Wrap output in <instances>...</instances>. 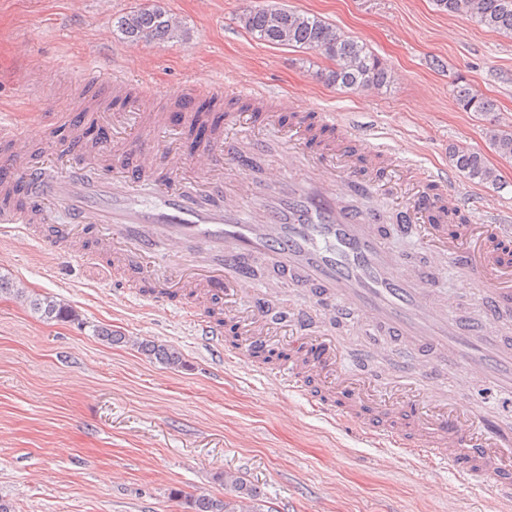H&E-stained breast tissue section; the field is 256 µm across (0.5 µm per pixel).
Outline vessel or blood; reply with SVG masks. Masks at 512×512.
<instances>
[{
    "mask_svg": "<svg viewBox=\"0 0 512 512\" xmlns=\"http://www.w3.org/2000/svg\"><path fill=\"white\" fill-rule=\"evenodd\" d=\"M82 83L118 91L126 77L92 64L83 68ZM239 95L255 101L263 125L280 131L287 153L311 177L295 180L274 167L250 177L260 142L250 124L237 120L201 140L191 156L175 151L166 168L157 167L154 138L171 130V111H180L186 125L200 124L196 103L222 101L220 80L192 85L147 116L98 113L111 137L89 155L31 154L28 143L40 125L21 130L5 112L0 235L60 259L81 256L95 235L98 251L131 283L153 287L159 306L177 294L223 303L220 319L188 314L194 335L217 355L228 352V321L250 352L286 341L288 359L271 377L312 413L425 458L464 486H491L512 500V431L493 412L449 400L441 377L456 365L468 385L512 396V264L503 253L512 225L498 208L485 223H457L466 187L339 128L335 113H321L297 133L270 111L264 89L245 87ZM113 142L126 155L111 166ZM386 161L406 172L413 200L390 224L345 202L379 186ZM58 213L65 223H53ZM392 236L421 240L426 260L400 261L386 245ZM442 268L470 291L476 319L450 314L435 296L432 280ZM347 320L356 334L390 336L425 356V370L397 362L388 388H372L333 330Z\"/></svg>",
    "mask_w": 512,
    "mask_h": 512,
    "instance_id": "obj_1",
    "label": "vessel or blood"
}]
</instances>
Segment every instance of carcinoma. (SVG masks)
<instances>
[{"label":"carcinoma","mask_w":512,"mask_h":512,"mask_svg":"<svg viewBox=\"0 0 512 512\" xmlns=\"http://www.w3.org/2000/svg\"><path fill=\"white\" fill-rule=\"evenodd\" d=\"M438 9L448 13L464 12L480 25L509 36L512 35V0H435ZM243 28L260 41L278 46L314 50L333 61L327 80L346 89L379 90L389 85L391 74L380 60L363 44L349 38L343 31L317 16L286 8H255L242 15ZM123 37L131 42L151 38L174 40L181 28L169 22V14L158 7L142 8L121 16L116 21ZM456 102L466 112H491L494 103L459 87ZM493 148L502 156L512 157V131L495 126L488 129ZM455 167L472 183L492 184L496 175L485 156L468 148L452 151ZM11 293L29 303L30 308L47 320L63 321L75 318L67 304L50 297L27 294L17 282L0 277V293ZM141 350L165 363L182 364L180 352L171 347L142 345ZM231 494L222 498L199 494L191 502L192 512H256L255 489L239 476L230 480Z\"/></svg>","instance_id":"obj_1"}]
</instances>
